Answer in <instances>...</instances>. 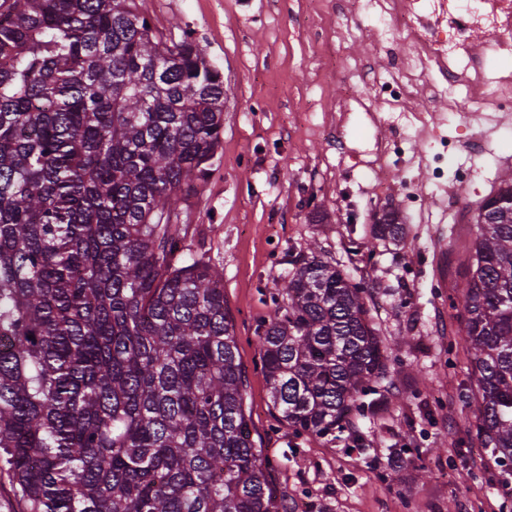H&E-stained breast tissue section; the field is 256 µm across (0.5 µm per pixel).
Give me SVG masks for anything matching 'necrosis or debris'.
Segmentation results:
<instances>
[{
  "label": "necrosis or debris",
  "instance_id": "necrosis-or-debris-1",
  "mask_svg": "<svg viewBox=\"0 0 512 512\" xmlns=\"http://www.w3.org/2000/svg\"><path fill=\"white\" fill-rule=\"evenodd\" d=\"M387 38L403 28L416 45L411 67L437 74L436 94L454 96L484 83L494 86L496 104L512 110V70L487 77L484 59L512 50V0H361Z\"/></svg>",
  "mask_w": 512,
  "mask_h": 512
}]
</instances>
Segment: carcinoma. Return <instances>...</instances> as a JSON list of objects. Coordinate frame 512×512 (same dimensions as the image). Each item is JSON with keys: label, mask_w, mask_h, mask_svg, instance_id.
<instances>
[{"label": "carcinoma", "mask_w": 512, "mask_h": 512, "mask_svg": "<svg viewBox=\"0 0 512 512\" xmlns=\"http://www.w3.org/2000/svg\"><path fill=\"white\" fill-rule=\"evenodd\" d=\"M223 131L221 73L135 0H0V475L23 512H281L223 273L171 223ZM475 224L459 335L509 475L512 174ZM288 263L258 334L271 412L343 432L387 374L366 288L313 250Z\"/></svg>", "instance_id": "obj_1"}]
</instances>
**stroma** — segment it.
<instances>
[{"label":"stroma","instance_id":"stroma-1","mask_svg":"<svg viewBox=\"0 0 512 512\" xmlns=\"http://www.w3.org/2000/svg\"><path fill=\"white\" fill-rule=\"evenodd\" d=\"M173 39L191 33L224 78L211 175L177 217L186 255L224 273L247 376L244 407L287 512H512L475 434L478 396L457 343L455 288L480 202L512 171V112H452L386 90L414 43L377 35L354 0H136ZM398 240H374L382 215ZM317 243L368 287L392 361L373 404L337 435L272 416L257 331L289 254Z\"/></svg>","mask_w":512,"mask_h":512}]
</instances>
